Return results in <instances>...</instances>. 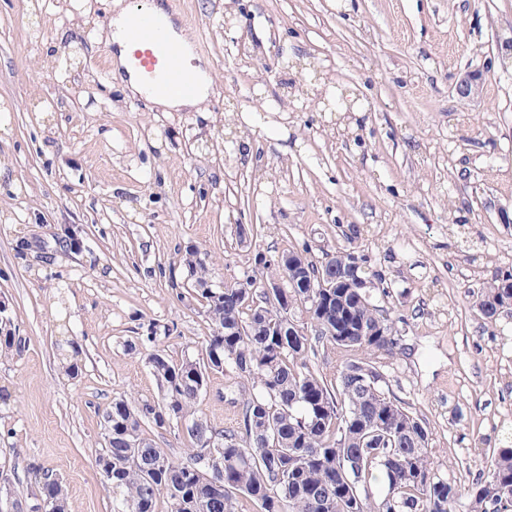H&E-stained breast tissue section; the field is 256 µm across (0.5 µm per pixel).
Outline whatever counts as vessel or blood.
I'll return each instance as SVG.
<instances>
[{
    "instance_id": "1",
    "label": "vessel or blood",
    "mask_w": 512,
    "mask_h": 512,
    "mask_svg": "<svg viewBox=\"0 0 512 512\" xmlns=\"http://www.w3.org/2000/svg\"><path fill=\"white\" fill-rule=\"evenodd\" d=\"M162 10L140 9L123 32L127 48L125 64L137 79L144 94L191 99L200 90L198 75L187 69L182 53L167 28L179 0H161Z\"/></svg>"
}]
</instances>
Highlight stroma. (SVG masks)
I'll return each instance as SVG.
<instances>
[{
  "label": "stroma",
  "mask_w": 512,
  "mask_h": 512,
  "mask_svg": "<svg viewBox=\"0 0 512 512\" xmlns=\"http://www.w3.org/2000/svg\"><path fill=\"white\" fill-rule=\"evenodd\" d=\"M224 2L181 0L176 36L211 86L164 108L112 53L133 0H0V304L26 340L0 355V500L34 501L35 461L66 512H112L103 412L156 399L151 353L197 359L210 334L194 250L215 288L269 278L260 254L361 257L394 326L374 367L437 472L469 486L512 444V314L475 306L512 273V0H237L230 29ZM284 54L354 110L332 124ZM474 71L481 92L459 97ZM249 388L225 366L198 409L237 428Z\"/></svg>",
  "instance_id": "1"
}]
</instances>
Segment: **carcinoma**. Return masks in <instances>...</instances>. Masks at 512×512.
<instances>
[{
  "instance_id": "carcinoma-1",
  "label": "carcinoma",
  "mask_w": 512,
  "mask_h": 512,
  "mask_svg": "<svg viewBox=\"0 0 512 512\" xmlns=\"http://www.w3.org/2000/svg\"><path fill=\"white\" fill-rule=\"evenodd\" d=\"M338 259L317 264L328 288L287 286L281 292L245 276L212 288L198 274L202 263L187 260L196 299L210 322L205 354L174 362L154 353L151 363L161 396L131 405L115 398L103 415V444L96 457L112 488L113 512H231L242 494L262 512H453L458 499L469 512H512V446L494 456L486 478L461 488L442 478L430 460V432L380 385L362 380L375 369L371 358L390 353L391 324L366 296L345 285ZM512 305V288L494 281L477 294V310L488 316ZM305 310L310 330L296 323ZM344 332L329 335L328 328ZM330 343L362 355L329 379L308 366L318 347ZM230 364L252 384L244 399L240 431L219 430L195 415L206 387L191 382ZM163 427L180 421L192 453L177 460L143 436L142 424ZM145 443L131 448L129 442ZM215 449L219 474L200 462ZM361 461L359 473L349 461ZM39 487L34 505L47 501L65 512L66 486L52 470L32 462ZM378 487L379 492L372 491Z\"/></svg>"
}]
</instances>
